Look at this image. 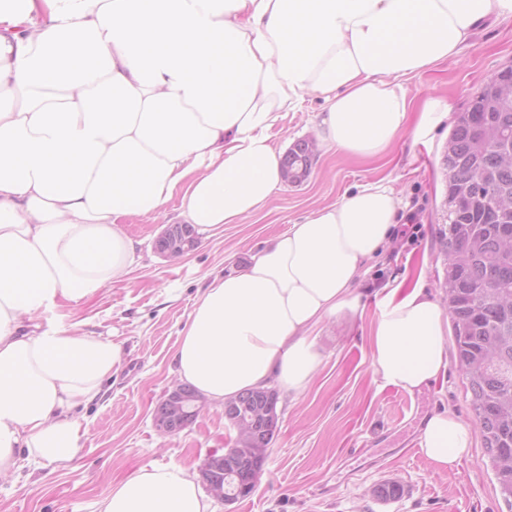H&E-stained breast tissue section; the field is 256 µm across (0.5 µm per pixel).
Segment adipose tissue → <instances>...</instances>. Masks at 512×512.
Segmentation results:
<instances>
[{
    "label": "adipose tissue",
    "instance_id": "ef3b65f1",
    "mask_svg": "<svg viewBox=\"0 0 512 512\" xmlns=\"http://www.w3.org/2000/svg\"><path fill=\"white\" fill-rule=\"evenodd\" d=\"M512 0H0V472L71 461L80 407L122 346L66 326L27 332L60 304L126 279L122 229L179 200L185 223L236 224L282 183L273 133L305 91L326 93L321 143L376 159L448 117L413 110L399 79L453 60ZM403 198L378 180L315 209L205 288L175 354L180 380L215 402L278 386L297 396L323 356L314 331L353 320L357 286L389 244ZM424 272L387 289L370 332L382 383L415 393L448 369V316ZM472 428L422 423L435 470L468 456ZM99 512H210L180 465L113 486Z\"/></svg>",
    "mask_w": 512,
    "mask_h": 512
}]
</instances>
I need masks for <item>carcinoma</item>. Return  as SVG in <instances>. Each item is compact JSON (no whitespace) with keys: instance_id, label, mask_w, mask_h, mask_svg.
<instances>
[{"instance_id":"obj_1","label":"carcinoma","mask_w":512,"mask_h":512,"mask_svg":"<svg viewBox=\"0 0 512 512\" xmlns=\"http://www.w3.org/2000/svg\"><path fill=\"white\" fill-rule=\"evenodd\" d=\"M316 150L302 139L281 161L282 178L299 185L308 177ZM448 227L440 231L447 261L439 288L454 327L459 367L470 406L495 473L498 491L512 510V214L498 212L497 199L512 203V65L481 87L456 113L443 155ZM191 224L176 225L166 247L199 244ZM278 393L248 390L226 401L245 415L265 410L279 419ZM397 500L401 485L386 482L374 490Z\"/></svg>"}]
</instances>
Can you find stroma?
Returning <instances> with one entry per match:
<instances>
[{
    "label": "stroma",
    "instance_id": "35a3bbf8",
    "mask_svg": "<svg viewBox=\"0 0 512 512\" xmlns=\"http://www.w3.org/2000/svg\"><path fill=\"white\" fill-rule=\"evenodd\" d=\"M510 64L512 25L487 21L454 61L401 80L400 86L414 107L433 96L453 115ZM324 104L320 92H306L302 110L289 113L277 129V142L288 148L315 138ZM451 127L442 123L428 143L417 146L403 137L375 160L320 149L303 183L282 184L263 209L201 236L198 247L176 263L157 254L154 241L166 225L179 222V201L158 217L128 220L123 230L135 243L137 260L127 279L85 304H65L39 319L45 327L66 325L78 335L121 343L122 363L102 397L81 409L80 448L71 462L23 459L0 474V512H99L112 486L140 468L178 464L195 476L211 453L232 447L235 432L221 404L208 403L191 426L174 435L159 431L153 419L155 406L178 379L175 352L204 286L244 265L292 222L381 177L391 180L409 209L359 284L363 317L350 326L328 319L317 327L324 360L303 394L280 393L279 430L254 492L234 503L211 499L212 512H512L484 464L482 440H475L469 459L441 473L416 450L418 428L434 412L448 409L466 424L475 422L456 361H449L445 379L414 395L382 386L371 367L376 289L420 263L428 290L437 291L444 279L439 230L448 205L442 159ZM366 441L375 442L377 462L353 457V449ZM389 480L400 482L402 497L377 500L374 489Z\"/></svg>",
    "mask_w": 512,
    "mask_h": 512
}]
</instances>
